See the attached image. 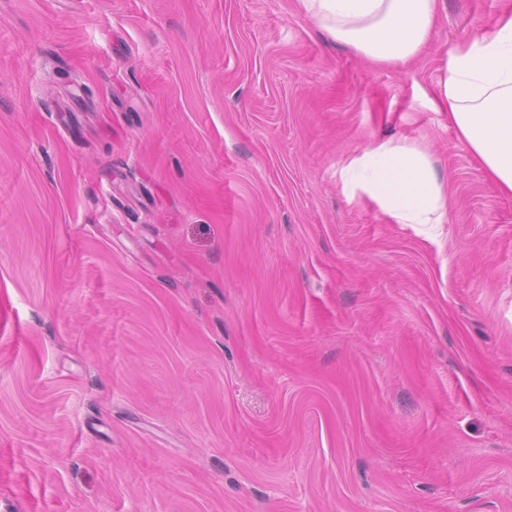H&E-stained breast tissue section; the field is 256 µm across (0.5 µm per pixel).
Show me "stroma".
<instances>
[{
  "instance_id": "35a3bbf8",
  "label": "stroma",
  "mask_w": 512,
  "mask_h": 512,
  "mask_svg": "<svg viewBox=\"0 0 512 512\" xmlns=\"http://www.w3.org/2000/svg\"><path fill=\"white\" fill-rule=\"evenodd\" d=\"M298 0H0V512H512V195ZM431 154L448 220L342 174Z\"/></svg>"
}]
</instances>
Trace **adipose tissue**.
<instances>
[{
	"mask_svg": "<svg viewBox=\"0 0 512 512\" xmlns=\"http://www.w3.org/2000/svg\"><path fill=\"white\" fill-rule=\"evenodd\" d=\"M332 40L378 65H402L428 46L444 0H298ZM436 98L448 122L503 193L512 195V10L493 30L449 50ZM346 188L370 196L403 224L447 221V190L415 144L368 145L347 167Z\"/></svg>",
	"mask_w": 512,
	"mask_h": 512,
	"instance_id": "1",
	"label": "adipose tissue"
}]
</instances>
